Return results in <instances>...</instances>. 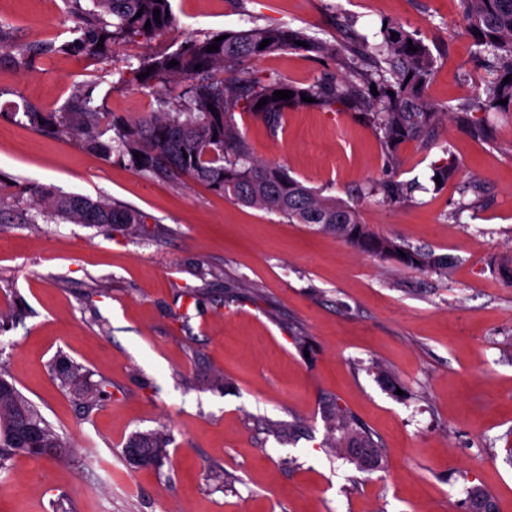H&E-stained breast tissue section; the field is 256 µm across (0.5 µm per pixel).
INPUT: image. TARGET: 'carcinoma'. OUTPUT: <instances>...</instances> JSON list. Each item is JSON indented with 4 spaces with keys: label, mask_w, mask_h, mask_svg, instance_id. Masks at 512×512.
Returning a JSON list of instances; mask_svg holds the SVG:
<instances>
[{
    "label": "carcinoma",
    "mask_w": 512,
    "mask_h": 512,
    "mask_svg": "<svg viewBox=\"0 0 512 512\" xmlns=\"http://www.w3.org/2000/svg\"><path fill=\"white\" fill-rule=\"evenodd\" d=\"M90 2V8L74 15L72 38L40 47L15 46L8 44L7 33L0 29V47L8 49V59L14 66L24 69L41 57L106 59L112 47L129 42L150 43L175 24L174 15H166L171 10L170 0ZM460 2L465 32L473 38L478 54L493 56L496 69L485 97L469 99L454 111L425 100L424 89L434 72V59L423 40L401 26L388 25L371 38L350 28L342 41L329 42L313 39L300 29L275 24L230 31L227 38L218 42L217 33L190 38L173 52L136 57V62L119 71L118 83L151 90L158 105L153 112L130 118L110 112L98 101L95 86L81 85L72 91L61 111L45 112L28 104L21 120L37 131L67 136L105 161L114 156L126 158L136 171L161 179L186 176L241 205L276 213L291 223L318 224L321 230L385 260L441 269L448 266L447 259L373 234L362 224L356 207L316 193L283 167L252 158L235 123V113L254 112L275 122L306 95L315 99L318 106L340 105L364 114L382 132L390 150L407 140L424 141L452 113L474 137L484 139L489 131L474 112H512V0ZM156 9L160 10L158 21L153 15ZM148 22L151 26L146 30ZM101 37L104 41L100 47ZM265 39L271 43L262 48L260 44ZM300 41L307 47L298 45ZM213 43L218 50L207 51ZM411 45L417 50H408ZM302 48L318 55L341 57L344 72L299 86L276 75L248 71V65L262 57ZM173 60L178 65L168 66ZM508 75L509 82H503ZM277 90H290L294 96L276 101ZM263 98L267 99L266 104L257 107ZM501 99L507 104H499ZM135 152L141 159L134 158ZM381 191L389 199H408V188L397 182L383 184ZM29 193L33 206L52 219L90 224L107 231L117 229L129 235L136 234L144 223L141 212L103 198L52 193L38 185L30 187ZM52 371L62 386L82 395L86 412L112 396L110 382L88 383L87 371L64 356L55 360ZM327 423L329 447L339 452L369 448L370 453H353L350 460L361 468L378 464L370 433L344 410L337 406L329 409ZM170 442V432L164 427L136 433L125 444L124 457L136 469L158 468L168 458ZM66 448L67 443L14 382L0 374V468L18 455L68 463L71 457ZM470 498L473 512H495L488 493L474 489Z\"/></svg>",
    "instance_id": "1"
}]
</instances>
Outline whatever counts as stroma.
Here are the masks:
<instances>
[{"label":"stroma","mask_w":512,"mask_h":512,"mask_svg":"<svg viewBox=\"0 0 512 512\" xmlns=\"http://www.w3.org/2000/svg\"><path fill=\"white\" fill-rule=\"evenodd\" d=\"M177 25L106 60H0V105L59 110L92 84L110 111L155 110L150 90L117 84L134 56L194 36L282 24L335 41L340 26L418 32L435 58L424 95L456 107L483 94L487 57L460 33L459 0H171ZM71 0H0L16 45L64 39ZM306 85L343 70L302 50L256 61ZM486 140L454 119L426 143L388 152L359 113L300 105L278 127L235 121L253 157L355 206L371 231L451 257L447 273L402 267L315 224H291L191 179L172 182L104 161L64 137L0 115V371L71 446L73 462L17 456L0 469V512H471L470 491L512 512V115L487 112ZM450 170L433 182L435 168ZM386 181L419 183L390 201ZM480 195H462L471 182ZM138 209L137 235L16 220L30 185ZM472 203L460 220L459 200ZM66 355L110 401L83 411L51 365ZM396 379L387 389L378 366ZM223 385H215L216 374ZM339 406L364 424L379 464L362 471L325 445ZM296 424L279 437L274 424ZM167 427L169 459L132 469L130 435Z\"/></svg>","instance_id":"35a3bbf8"}]
</instances>
